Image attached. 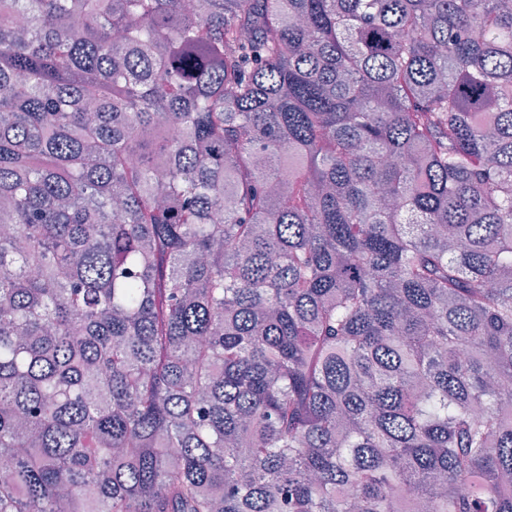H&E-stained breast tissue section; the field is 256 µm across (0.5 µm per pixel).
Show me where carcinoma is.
Returning a JSON list of instances; mask_svg holds the SVG:
<instances>
[{"mask_svg":"<svg viewBox=\"0 0 512 512\" xmlns=\"http://www.w3.org/2000/svg\"><path fill=\"white\" fill-rule=\"evenodd\" d=\"M0 461V512H512V7L0 0Z\"/></svg>","mask_w":512,"mask_h":512,"instance_id":"cac0c4a2","label":"carcinoma"}]
</instances>
